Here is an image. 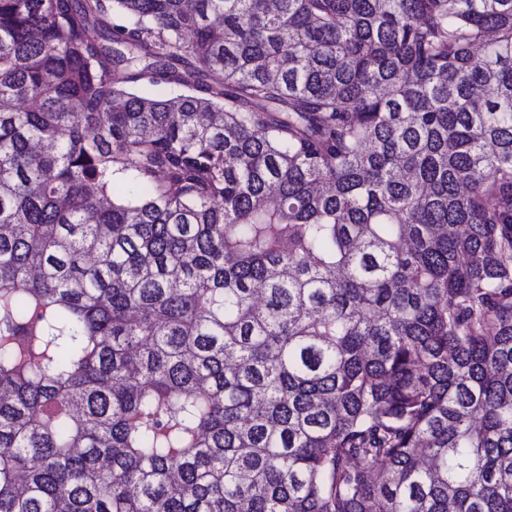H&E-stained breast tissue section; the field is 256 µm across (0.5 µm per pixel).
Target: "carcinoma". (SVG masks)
I'll return each mask as SVG.
<instances>
[{"label": "carcinoma", "instance_id": "cac0c4a2", "mask_svg": "<svg viewBox=\"0 0 512 512\" xmlns=\"http://www.w3.org/2000/svg\"><path fill=\"white\" fill-rule=\"evenodd\" d=\"M0 512H512V0H0Z\"/></svg>", "mask_w": 512, "mask_h": 512}]
</instances>
